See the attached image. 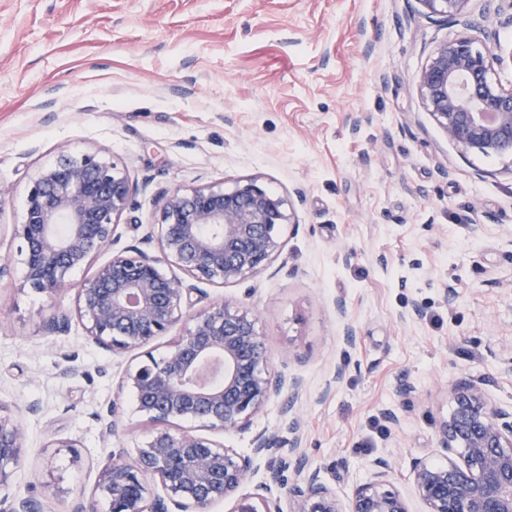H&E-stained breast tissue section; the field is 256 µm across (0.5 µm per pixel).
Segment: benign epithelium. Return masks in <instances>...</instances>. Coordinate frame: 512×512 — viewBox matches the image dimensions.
I'll use <instances>...</instances> for the list:
<instances>
[{
  "label": "benign epithelium",
  "mask_w": 512,
  "mask_h": 512,
  "mask_svg": "<svg viewBox=\"0 0 512 512\" xmlns=\"http://www.w3.org/2000/svg\"><path fill=\"white\" fill-rule=\"evenodd\" d=\"M419 2L429 16L451 21L464 15L469 0ZM488 38L466 33L441 44L419 74V90L461 154L512 157V88L496 78L501 58L488 49ZM132 196L117 163L64 153L41 170L22 221L13 225L29 288L52 297L71 272L94 267L77 290L74 310L54 312L49 330H64L75 316L89 341L123 354L182 327L163 354L145 352L120 382L155 431L133 456L113 449L71 512H99L102 501L108 512H213L226 501L229 512H411L405 496L387 484L392 465L386 457L372 462L369 481L337 497L301 451L297 418L288 455L272 459L270 479L256 485L254 459L272 450L275 435L256 436L250 455L199 435L245 430L271 400L301 386L269 369L266 340L250 309L230 300L196 307L198 285L236 283L267 269L282 248V226L290 223L286 201L255 178L230 190L179 187L154 224L157 254L128 247L96 263ZM444 392L451 411L439 443L460 461L413 463L411 480L424 512H512V409L494 403L481 378L452 380ZM120 418L114 399L106 408V435L117 434ZM24 441L17 409L1 402L0 512H40L36 500L12 492Z\"/></svg>",
  "instance_id": "1"
}]
</instances>
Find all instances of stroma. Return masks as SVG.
Returning a JSON list of instances; mask_svg holds the SVG:
<instances>
[{
	"instance_id": "stroma-1",
	"label": "stroma",
	"mask_w": 512,
	"mask_h": 512,
	"mask_svg": "<svg viewBox=\"0 0 512 512\" xmlns=\"http://www.w3.org/2000/svg\"><path fill=\"white\" fill-rule=\"evenodd\" d=\"M472 25L512 52V0H470L448 23L419 0H0V401L20 407L26 435L14 491L69 512L98 460L153 431L125 395L118 436L103 438L98 415L134 355L89 343L76 319L49 332L50 300L24 287L11 235L38 171L60 152H94L135 187L115 252L156 254L150 225L178 187L254 178L288 199L269 268L205 292L253 309L272 372L303 386L224 442L246 452L262 431L288 442L298 415L306 456L339 497L390 456L423 512L409 471L448 461L443 385L479 376L512 405L500 361L512 344V160L461 155L418 86L435 49ZM53 436L77 440V454L47 447Z\"/></svg>"
}]
</instances>
